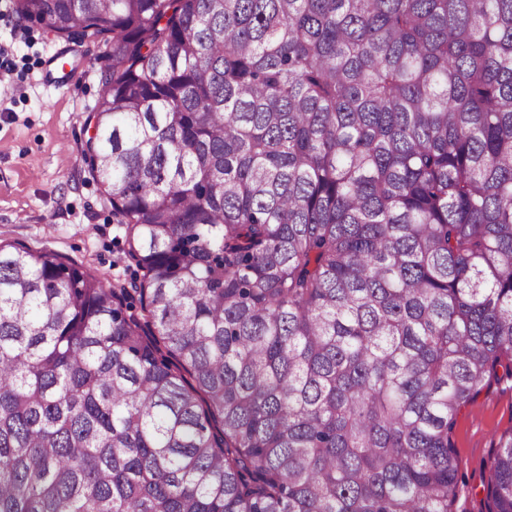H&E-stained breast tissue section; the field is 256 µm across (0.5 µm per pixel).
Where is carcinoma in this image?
<instances>
[{
	"mask_svg": "<svg viewBox=\"0 0 512 512\" xmlns=\"http://www.w3.org/2000/svg\"><path fill=\"white\" fill-rule=\"evenodd\" d=\"M11 2L108 47L142 276L0 242V512H452L512 379V0ZM512 431V381L491 378L459 412L452 440L458 456V500L454 512H487L490 458L501 435Z\"/></svg>",
	"mask_w": 512,
	"mask_h": 512,
	"instance_id": "1",
	"label": "carcinoma"
}]
</instances>
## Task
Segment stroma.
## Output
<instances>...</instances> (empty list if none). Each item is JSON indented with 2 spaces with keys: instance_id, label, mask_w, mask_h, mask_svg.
Returning a JSON list of instances; mask_svg holds the SVG:
<instances>
[{
  "instance_id": "obj_1",
  "label": "stroma",
  "mask_w": 512,
  "mask_h": 512,
  "mask_svg": "<svg viewBox=\"0 0 512 512\" xmlns=\"http://www.w3.org/2000/svg\"><path fill=\"white\" fill-rule=\"evenodd\" d=\"M0 240L60 254L107 283L130 284L125 228L89 173L87 122L102 93L107 48L69 50L44 24L0 0ZM512 431V381L491 379L459 412L455 512H487L484 487L501 435Z\"/></svg>"
}]
</instances>
